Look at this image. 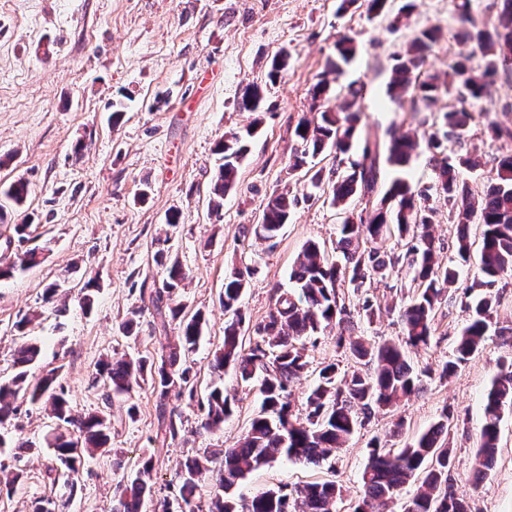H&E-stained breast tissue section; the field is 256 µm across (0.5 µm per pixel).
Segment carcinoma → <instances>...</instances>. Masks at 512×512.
<instances>
[{
    "label": "carcinoma",
    "instance_id": "obj_1",
    "mask_svg": "<svg viewBox=\"0 0 512 512\" xmlns=\"http://www.w3.org/2000/svg\"><path fill=\"white\" fill-rule=\"evenodd\" d=\"M458 24L456 37L478 50L484 63L474 66L473 55L461 54L448 61V71L440 76L423 74L427 53L439 39L436 28L421 30L407 49L394 56L388 83L393 97L411 95L414 102L429 110L441 93L456 101L444 112L439 127L427 140L429 161L436 178V189L446 195L450 214L459 227L455 252L468 262L473 245L470 226L479 228V271L464 288L469 322L455 340L454 357L436 368L418 374L408 363L404 346H429L435 333V316L446 302L448 290L458 282L459 270L453 261L443 264L438 259L441 246L431 232V209L425 205L427 189H420L407 178L397 176L387 182L384 167H406L419 148L415 138L407 134L393 135L381 144L361 127L360 101L363 88L351 83L348 94L334 109L316 112L301 118L293 131L294 145L289 166L298 169L308 156L325 150L343 156L356 152L348 170L336 172L328 180L327 193L332 206L342 215L339 237L332 249L315 240L307 241L289 274L292 288L278 290L275 302L265 320L257 325V339L243 349L241 327L245 315L241 295L246 277L252 274L248 265L236 268L224 279L220 296L224 313V340L212 364L215 379L205 399L198 401L202 411L199 428L213 432L224 425L233 413L234 398L224 392V370L233 371L236 380L249 383L261 378L260 411L251 419L245 435L233 446L224 449L222 468L215 475L217 492L208 512H335L336 500L342 491L334 482L310 483L285 489L270 488L249 500L238 499L234 489L246 475L270 465L279 457L303 460L318 466L371 421L376 410L389 409L412 396L421 388V376L441 379L452 376L459 366L469 361L485 341L487 331L498 314L501 294L498 281L512 276V154L502 156L490 171L488 184L479 194L458 181L457 169L481 167L478 155L468 151L457 155L446 152L443 144L463 138L470 121L472 102L490 95L499 72L512 70V0H503L498 24L478 21L472 12L471 0H456ZM357 46L350 37L335 45L334 57L327 62L332 73H340L351 62ZM263 99L262 88L248 84L237 100L242 111L254 112ZM252 134V130H246ZM244 134V135H246ZM244 135L233 132L218 143L221 163L217 167L212 193L219 199L231 191L237 181L245 156ZM29 193L28 183L12 182L4 196L21 206ZM357 197L365 202L363 212L355 215L346 203ZM299 198L285 190L272 196L264 209L262 220L254 227V235L264 241L276 239ZM396 237L404 241L403 254L382 250L381 243ZM38 249H28L10 256H0V279L18 270L40 263ZM153 261L163 273L162 287L146 288L141 283L140 297H149L154 313L165 320H180L178 342L158 356L121 357L97 363L95 378L109 389V398L131 394L143 383L151 386L159 410L161 442L175 439L181 430L180 414L167 410L171 393L188 394L195 399L189 368L183 366L189 352L197 346L206 321L201 312H185L176 302L178 289L186 279L179 260L160 248ZM405 265L411 274L413 294L400 309L405 345L390 341L368 343L362 338L345 339L339 335V347L349 345L351 354L362 366L338 372L334 363L319 370V379L306 397V414H293L291 384L307 369L305 341L333 327L352 329L355 317L373 321L379 306L364 298L353 312L340 301L338 288L348 285L359 291L375 278H387L396 267ZM40 347L25 341L14 351L8 379H0V424L15 414L13 401L19 394L33 401L45 400L63 431L47 441L53 449L56 465L49 469L52 483H59L69 494L77 491L78 476L85 457L108 452L112 423L110 415L94 412L75 415L57 388V371L48 372L34 385L27 384V369L35 364ZM512 404V361L500 365L484 399L483 425L476 457L479 467L475 479H485L498 450L499 425L507 406ZM454 414L445 410L426 431L395 455L384 451L379 438L369 443L368 461L361 475L362 492L353 512H386L404 487L415 477L421 484L405 506V512H471L469 504L453 491L451 467L454 449L450 448L449 431ZM207 456L189 457L179 463L178 498L157 501L160 512H199L196 490L199 481L210 472ZM154 467L153 455L142 457L141 468L127 479L113 512H143L144 500L153 496L149 484ZM31 512H65L62 500L37 499Z\"/></svg>",
    "mask_w": 512,
    "mask_h": 512
}]
</instances>
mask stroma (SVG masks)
<instances>
[{
	"mask_svg": "<svg viewBox=\"0 0 512 512\" xmlns=\"http://www.w3.org/2000/svg\"><path fill=\"white\" fill-rule=\"evenodd\" d=\"M403 0L389 10L369 15L365 0L340 11V0H0V187L25 179L29 194L24 211L36 217L33 243L42 251L38 266L0 280V377L11 374L12 354L21 337L40 342L42 354L31 368L38 378L59 369V382L77 414L107 410L112 420L109 453L86 459L78 490L68 512H112L119 486L137 470L143 454L154 456L152 482L156 497L175 498L180 461L206 456L235 444L259 411L258 382L237 383L225 374L224 387L235 399L234 412L221 430H200V412L188 397H170L181 415L180 435L157 447L156 401L148 387L132 401L106 400L103 383L94 381L96 363L106 357L156 354L174 344L178 321L144 314L138 337H125L120 323L140 306L143 279H159L152 256L156 239H168L187 278L179 291L188 311H202L204 337L187 363L198 394L211 383L210 365L224 338L220 293L224 277L248 264L254 269L242 295L246 322L244 342L255 340V327L274 303L276 285H287L290 268L303 244H332L340 218L327 197L314 195L311 176L329 172L335 162L321 153L289 171L297 121L312 113L310 89L321 79L328 57L341 37L353 38L358 54L339 76L330 78L332 96H343L348 84L365 87L362 122L379 139L389 132L423 137L433 122L453 105L441 97L431 110L411 97L392 101L387 93L394 56L424 28L437 27L440 40L429 52L425 72L446 70L449 58L467 51L456 36L452 0H414L408 18L397 19ZM287 53L288 64L277 80H269L274 57ZM260 84L263 101L254 112L239 110L244 86ZM122 109L119 122L113 110ZM474 119L463 142L452 151L478 149L483 165L459 168L457 176L472 190H483L498 158L512 153V140L487 139L495 123L512 128V85L497 83L492 95L475 103ZM257 132L238 181L224 197L221 210L210 206L217 169L215 149L228 132L246 127ZM299 194L275 243L251 232L268 199L283 189ZM176 225H168L169 214ZM476 262L459 268V288L436 316V335L429 347L407 349L416 370L451 357L455 338L469 318L462 304L463 286L471 283ZM97 278L100 288L91 308H84L81 287ZM55 283L59 291L46 298ZM406 276L374 280L362 293L346 291L349 308L364 298L381 304L374 322H360L357 332L369 341L402 337L399 309L406 296ZM35 319L25 331L15 323L23 315ZM502 337L488 333L479 350L450 379H424L422 388L397 408L376 412L346 448L322 465L285 457L248 474L236 494L251 498L277 486L333 481L344 497L336 512H352L361 494L367 444L379 438L398 450L433 424L442 410L459 417L450 434L455 452L453 489L472 512H512V410L500 422V447L490 474L474 477L475 453L483 423V399L498 364L508 352ZM310 366L292 386V409L305 410V396L324 364L340 370L353 366L348 348L336 345L333 330L308 341ZM136 404V418L126 409ZM17 415L0 425V434L40 445L56 426L49 408L21 397ZM401 436H390L396 420ZM49 451L13 461L0 455V481H14L11 496L0 497V512H29L33 500L56 497L60 487L46 476Z\"/></svg>",
	"mask_w": 512,
	"mask_h": 512,
	"instance_id": "stroma-1",
	"label": "stroma"
}]
</instances>
